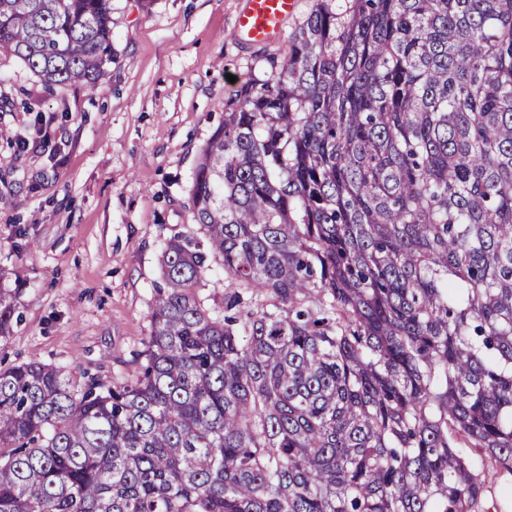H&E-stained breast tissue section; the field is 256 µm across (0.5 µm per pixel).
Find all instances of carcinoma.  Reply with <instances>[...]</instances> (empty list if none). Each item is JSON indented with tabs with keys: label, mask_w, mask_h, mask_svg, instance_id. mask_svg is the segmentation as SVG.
I'll use <instances>...</instances> for the list:
<instances>
[{
	"label": "carcinoma",
	"mask_w": 512,
	"mask_h": 512,
	"mask_svg": "<svg viewBox=\"0 0 512 512\" xmlns=\"http://www.w3.org/2000/svg\"><path fill=\"white\" fill-rule=\"evenodd\" d=\"M2 50L92 89L112 0H0ZM269 66L132 372L0 370V512H497L464 449L512 474V0H316Z\"/></svg>",
	"instance_id": "1"
}]
</instances>
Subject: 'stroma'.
Instances as JSON below:
<instances>
[{
    "label": "stroma",
    "instance_id": "stroma-1",
    "mask_svg": "<svg viewBox=\"0 0 512 512\" xmlns=\"http://www.w3.org/2000/svg\"><path fill=\"white\" fill-rule=\"evenodd\" d=\"M247 0H112L113 61L94 89H45L0 53V299L22 316L0 365L121 381L149 333L162 246L196 230L189 192L240 82L263 79L313 0L275 38H234ZM28 148H20V140Z\"/></svg>",
    "mask_w": 512,
    "mask_h": 512
}]
</instances>
